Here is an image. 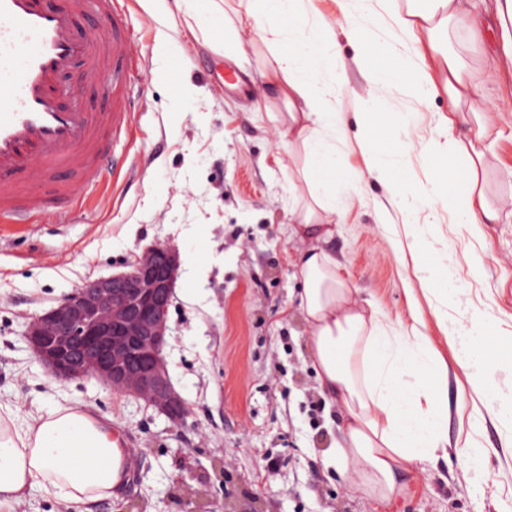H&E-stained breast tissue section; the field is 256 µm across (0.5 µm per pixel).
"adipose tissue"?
<instances>
[{
	"mask_svg": "<svg viewBox=\"0 0 512 512\" xmlns=\"http://www.w3.org/2000/svg\"><path fill=\"white\" fill-rule=\"evenodd\" d=\"M304 2L239 0L228 30L254 32L269 51L272 61L263 77L288 104L284 126L289 147L305 156L303 167L292 170L290 183L304 185L308 198L294 211L286 232L308 243L295 262L301 281L297 308L318 389L344 417L342 438L324 465L340 469L351 492L367 494L388 508L408 491L400 481L403 472L447 450L445 416L428 376L435 371L447 378L448 368L435 366L433 339L418 327L390 334L379 308L363 305L357 288L340 275L339 262L324 248L345 220L348 205L325 187L323 176L336 162L323 134L343 133L347 114L343 96L322 76L344 71L346 63L333 23L308 17ZM428 2L427 8L401 16L389 9L388 0H339L345 35L354 49L351 62L369 77L357 98L364 115L356 141L368 173L385 178V153L372 133L376 115L370 110L378 92L401 82L421 104L445 91L446 142L404 145L453 161L438 167L422 196L458 223L495 224L504 210L512 211V196L489 199L480 183L485 153L476 144L489 138L506 110L489 96L499 68L475 74L465 58L442 53L434 40L439 29L455 32L473 19L472 0ZM285 15L302 22L305 51L284 50ZM451 179L461 183V192L442 194L441 183ZM124 443L110 417L81 406L59 403L23 422L16 408L0 404V504L22 499L36 487L74 510L115 496L128 474L130 451Z\"/></svg>",
	"mask_w": 512,
	"mask_h": 512,
	"instance_id": "ef3b65f1",
	"label": "adipose tissue"
}]
</instances>
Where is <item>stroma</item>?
<instances>
[{"mask_svg":"<svg viewBox=\"0 0 512 512\" xmlns=\"http://www.w3.org/2000/svg\"><path fill=\"white\" fill-rule=\"evenodd\" d=\"M127 32L141 50L125 80L139 89L136 117L113 152L116 169L97 176L66 223L50 217L0 223V402L26 418L56 403L111 417L138 456L134 479L118 497L87 512H378L367 496L347 492L323 465L343 425L321 395L297 310L299 282L289 260L304 241L289 238L295 197L281 114L286 105L260 72L264 46L236 49L225 40L194 38L175 0H119ZM376 112L409 114L414 135L435 136L448 97L410 103L403 86L384 90ZM484 174L491 199L512 193V112ZM336 142L337 200H348L344 224L325 244L361 299L379 306L396 330L418 309L423 331L448 365L437 401L448 412V454L405 473L409 495L393 512H512V422L498 417L512 404V363L465 331L476 309L504 330L512 349V221L470 228L447 211L413 202L411 190L433 171L418 153L402 152L397 130L378 123L389 150L395 189L412 229L426 243L421 272L403 268L392 242L404 239L382 185L366 176L354 136ZM175 246L180 264L169 308L164 356L188 416L172 422L144 402L96 378L61 383L41 366L23 336L29 317L82 282L127 270L151 244ZM445 307L447 320L433 310ZM455 334L444 337V328ZM474 350L491 367L475 393L455 360ZM488 449L469 471L465 442Z\"/></svg>","mask_w":512,"mask_h":512,"instance_id":"stroma-1","label":"stroma"}]
</instances>
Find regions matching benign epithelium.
I'll return each instance as SVG.
<instances>
[{
    "label": "benign epithelium",
    "instance_id": "obj_1",
    "mask_svg": "<svg viewBox=\"0 0 512 512\" xmlns=\"http://www.w3.org/2000/svg\"><path fill=\"white\" fill-rule=\"evenodd\" d=\"M179 251L144 249L129 270L90 280L32 317L25 337L59 382L95 377L177 421L188 415L163 354Z\"/></svg>",
    "mask_w": 512,
    "mask_h": 512
}]
</instances>
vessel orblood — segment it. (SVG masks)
Listing matches in <instances>:
<instances>
[{"mask_svg": "<svg viewBox=\"0 0 512 512\" xmlns=\"http://www.w3.org/2000/svg\"><path fill=\"white\" fill-rule=\"evenodd\" d=\"M97 10L106 25L91 39L78 34L84 0H0V215L16 223L84 197L130 125L132 93L120 78L136 49L113 0ZM78 59L84 68L66 101L58 81Z\"/></svg>", "mask_w": 512, "mask_h": 512, "instance_id": "obj_1", "label": "vessel or blood"}]
</instances>
